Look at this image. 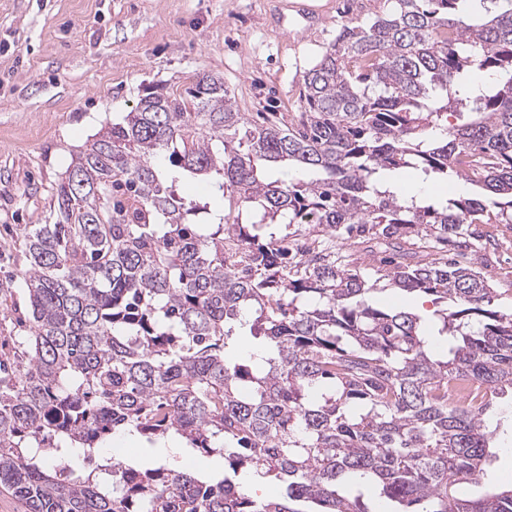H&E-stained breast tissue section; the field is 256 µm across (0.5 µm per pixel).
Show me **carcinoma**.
I'll list each match as a JSON object with an SVG mask.
<instances>
[{"label": "carcinoma", "instance_id": "1", "mask_svg": "<svg viewBox=\"0 0 512 512\" xmlns=\"http://www.w3.org/2000/svg\"><path fill=\"white\" fill-rule=\"evenodd\" d=\"M459 2L394 0L341 24L287 123L248 124L209 74L186 98L148 93L72 156L54 222L24 232L0 489L27 512H369L366 495L389 512H512V489L456 491L490 464L485 415L512 390V312L448 258L497 249L479 225L512 224V0L479 23ZM474 70L499 79L477 86ZM282 163L314 178L269 179ZM396 171L482 194L424 205ZM199 180L207 197L185 202L177 184ZM357 237L392 289L437 307L375 295ZM237 327L268 347L242 357ZM454 379L484 400L449 401ZM117 431L229 471L211 482L102 457ZM271 470L284 495L253 500L247 478Z\"/></svg>", "mask_w": 512, "mask_h": 512}]
</instances>
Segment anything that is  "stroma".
I'll use <instances>...</instances> for the list:
<instances>
[{"mask_svg":"<svg viewBox=\"0 0 512 512\" xmlns=\"http://www.w3.org/2000/svg\"><path fill=\"white\" fill-rule=\"evenodd\" d=\"M393 0H0V352L22 335L21 237L46 224L71 156L149 91L177 94L223 77L250 123L299 112L303 77L341 22L388 13ZM497 250L473 262L512 311V224H485ZM478 495L512 486V416Z\"/></svg>","mask_w":512,"mask_h":512,"instance_id":"stroma-1","label":"stroma"}]
</instances>
